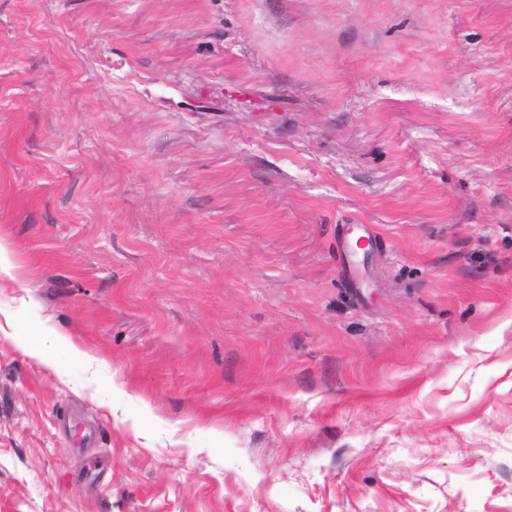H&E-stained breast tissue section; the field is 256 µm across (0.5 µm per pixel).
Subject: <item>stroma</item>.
Here are the masks:
<instances>
[{
    "instance_id": "1",
    "label": "stroma",
    "mask_w": 512,
    "mask_h": 512,
    "mask_svg": "<svg viewBox=\"0 0 512 512\" xmlns=\"http://www.w3.org/2000/svg\"><path fill=\"white\" fill-rule=\"evenodd\" d=\"M0 235V512H512V0H0Z\"/></svg>"
}]
</instances>
